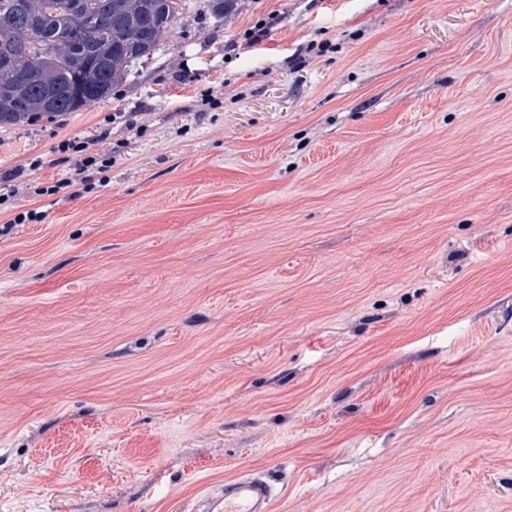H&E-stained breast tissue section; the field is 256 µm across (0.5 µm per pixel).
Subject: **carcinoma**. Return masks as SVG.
Here are the masks:
<instances>
[{
  "label": "carcinoma",
  "instance_id": "obj_1",
  "mask_svg": "<svg viewBox=\"0 0 512 512\" xmlns=\"http://www.w3.org/2000/svg\"><path fill=\"white\" fill-rule=\"evenodd\" d=\"M72 0H0V124L56 118L106 98L150 57L182 0H83L102 22L82 32Z\"/></svg>",
  "mask_w": 512,
  "mask_h": 512
}]
</instances>
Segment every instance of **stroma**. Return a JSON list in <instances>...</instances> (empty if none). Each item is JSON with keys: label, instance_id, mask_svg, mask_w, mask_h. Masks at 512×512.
Returning <instances> with one entry per match:
<instances>
[{"label": "stroma", "instance_id": "35a3bbf8", "mask_svg": "<svg viewBox=\"0 0 512 512\" xmlns=\"http://www.w3.org/2000/svg\"><path fill=\"white\" fill-rule=\"evenodd\" d=\"M17 168L0 512L246 473L273 512H512V0H186L107 99L0 128ZM96 130V134H92L84 138H64L59 141L55 152L67 154L66 159L73 162L75 175L81 176L78 179H63L59 180L56 185L51 186L50 192H57L73 185V183L80 182L86 184L95 171L97 173L105 172L112 166V153H116L115 147L111 148L108 153H99L96 147L108 140L110 131L106 129Z\"/></svg>", "mask_w": 512, "mask_h": 512}]
</instances>
